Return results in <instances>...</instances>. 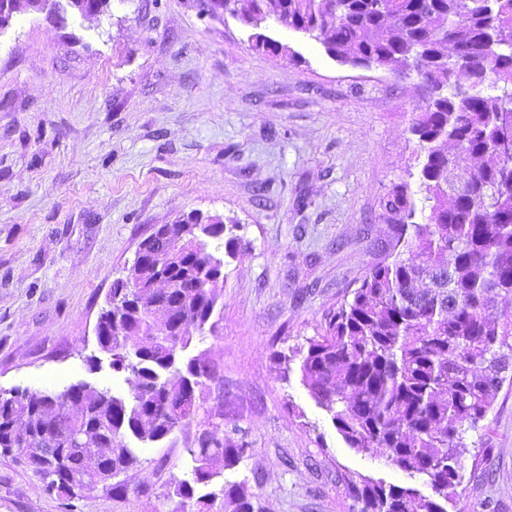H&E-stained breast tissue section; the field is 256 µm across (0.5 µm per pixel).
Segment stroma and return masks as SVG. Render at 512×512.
<instances>
[{"label":"stroma","mask_w":512,"mask_h":512,"mask_svg":"<svg viewBox=\"0 0 512 512\" xmlns=\"http://www.w3.org/2000/svg\"><path fill=\"white\" fill-rule=\"evenodd\" d=\"M265 33L288 55L253 50L251 29L204 0H110L89 19L20 12L0 34V389L127 393L126 374L88 363L99 312L155 225L198 211L236 240L218 333L192 346L221 360L224 425L252 444L225 483L246 484L255 512H350L362 477L430 494L348 447L291 358L393 251L382 204L415 170L428 90ZM464 442L448 512H512V386ZM138 455V493L69 501L0 459V512H168L192 467L183 434Z\"/></svg>","instance_id":"obj_1"}]
</instances>
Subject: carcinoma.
<instances>
[{"label":"carcinoma","mask_w":512,"mask_h":512,"mask_svg":"<svg viewBox=\"0 0 512 512\" xmlns=\"http://www.w3.org/2000/svg\"><path fill=\"white\" fill-rule=\"evenodd\" d=\"M235 13L257 31L256 51H286L261 33L273 18L341 65L415 71L433 90L411 118L418 189L397 184L383 205L397 245L413 258L398 252L370 267L327 315L300 370L348 447L379 451L424 476L435 494L351 480L354 512H447L463 478L464 433L512 381V312L497 305L512 296V155L498 153L512 122V0H245ZM464 155L488 162L462 171ZM213 220L190 214L157 226L132 268L142 287L111 288L97 345L112 370L128 374V394L90 385L75 394L72 384L0 390V457L38 474L64 500L99 489L126 496L139 493L123 479L139 464L126 439L159 443L180 431L193 466L191 478L173 480L170 512H223L220 498L254 512L241 483L205 491L249 451L243 439L218 436L223 405L206 407L204 391L220 380V366L186 355L195 338L217 332L214 265L234 239ZM159 238L169 244L160 261ZM158 276L170 287H152ZM163 317L167 329L154 331Z\"/></svg>","instance_id":"carcinoma-1"}]
</instances>
